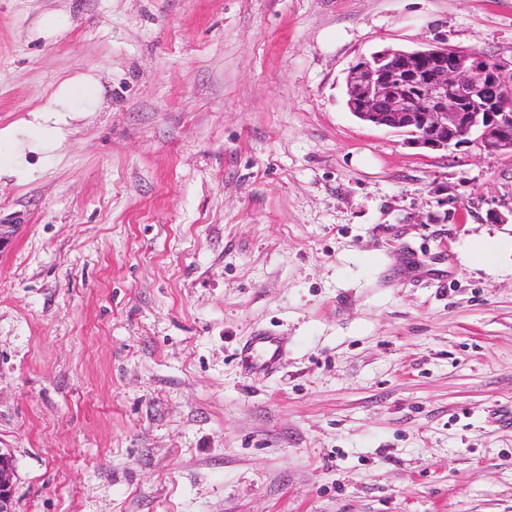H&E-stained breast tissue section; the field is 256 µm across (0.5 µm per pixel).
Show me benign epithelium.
I'll return each mask as SVG.
<instances>
[{
  "label": "benign epithelium",
  "instance_id": "obj_1",
  "mask_svg": "<svg viewBox=\"0 0 512 512\" xmlns=\"http://www.w3.org/2000/svg\"><path fill=\"white\" fill-rule=\"evenodd\" d=\"M512 82L505 64L446 45L386 48L349 67L346 104L355 116L445 150L477 136L490 151H512ZM14 465L0 450V512H13Z\"/></svg>",
  "mask_w": 512,
  "mask_h": 512
}]
</instances>
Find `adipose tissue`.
I'll return each instance as SVG.
<instances>
[{
  "instance_id": "obj_1",
  "label": "adipose tissue",
  "mask_w": 512,
  "mask_h": 512,
  "mask_svg": "<svg viewBox=\"0 0 512 512\" xmlns=\"http://www.w3.org/2000/svg\"><path fill=\"white\" fill-rule=\"evenodd\" d=\"M101 92L98 80L89 73L61 80L52 91L48 104L32 110V137L21 139L13 128L0 129V172L11 173L23 181L33 180L36 170L28 163L27 157L53 149L57 131L51 128V121L71 112L77 99H84L95 106L102 104Z\"/></svg>"
}]
</instances>
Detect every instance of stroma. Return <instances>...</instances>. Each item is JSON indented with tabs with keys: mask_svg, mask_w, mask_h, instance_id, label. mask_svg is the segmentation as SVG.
Masks as SVG:
<instances>
[{
	"mask_svg": "<svg viewBox=\"0 0 512 512\" xmlns=\"http://www.w3.org/2000/svg\"><path fill=\"white\" fill-rule=\"evenodd\" d=\"M437 41L512 62V0H0V128L104 89L0 177L15 512H512V271L459 252L512 236V154L345 105ZM102 88L91 73H78L61 80L50 95L48 104L30 111L33 118L32 137L19 139L13 128L0 129V145L7 150L0 154V175L11 173L20 180L30 181L36 178L37 169L27 162L28 154L46 153L53 149L58 129L43 125L53 121L58 124L62 114L73 111L77 99H84L93 106L103 103ZM43 123V124H42ZM283 345L278 336L258 332L250 336L239 351V362L247 373H268L279 364Z\"/></svg>",
	"mask_w": 512,
	"mask_h": 512,
	"instance_id": "1",
	"label": "stroma"
}]
</instances>
